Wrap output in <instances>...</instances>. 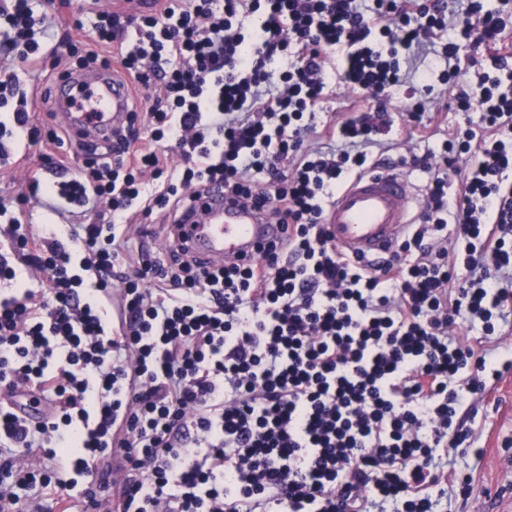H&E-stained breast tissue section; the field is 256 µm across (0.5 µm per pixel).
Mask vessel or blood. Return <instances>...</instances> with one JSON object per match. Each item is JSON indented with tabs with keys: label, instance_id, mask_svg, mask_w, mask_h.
Listing matches in <instances>:
<instances>
[{
	"label": "vessel or blood",
	"instance_id": "b4317fda",
	"mask_svg": "<svg viewBox=\"0 0 512 512\" xmlns=\"http://www.w3.org/2000/svg\"><path fill=\"white\" fill-rule=\"evenodd\" d=\"M53 93L58 117L89 142L110 137L132 110L128 87L108 70L70 71L55 82ZM414 202L404 175L372 171L336 195L323 222L331 244L371 257L407 236L416 222ZM285 235L283 225L268 223L262 207L209 191L184 212L180 243L190 255L221 265L275 251Z\"/></svg>",
	"mask_w": 512,
	"mask_h": 512
}]
</instances>
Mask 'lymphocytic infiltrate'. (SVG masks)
<instances>
[{
	"label": "lymphocytic infiltrate",
	"instance_id": "f902f5d3",
	"mask_svg": "<svg viewBox=\"0 0 512 512\" xmlns=\"http://www.w3.org/2000/svg\"><path fill=\"white\" fill-rule=\"evenodd\" d=\"M119 49L147 110L84 160L42 154L26 188L57 206L107 204L95 224L10 214L0 254V512H437L440 460L466 446L460 412L512 371L462 329L496 334L512 308V58L506 25L470 0L438 64L413 46L448 28L446 0H162L132 11L0 0V160L15 138L64 144L30 115L21 78L67 49L48 13ZM493 62L459 111L477 128L427 149L421 224L383 260L331 245L321 218L391 129L385 93L457 79L461 42ZM281 57L280 71L267 67ZM355 95L307 146L332 77ZM149 131L152 148L136 145ZM177 153L180 163L169 167ZM265 207L280 255L204 265L132 255L134 217L179 214L213 184ZM112 309L105 321L104 309ZM41 405L38 418L27 406Z\"/></svg>",
	"mask_w": 512,
	"mask_h": 512
}]
</instances>
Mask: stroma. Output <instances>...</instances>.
I'll list each match as a JSON object with an SVG mask.
<instances>
[{
  "mask_svg": "<svg viewBox=\"0 0 512 512\" xmlns=\"http://www.w3.org/2000/svg\"><path fill=\"white\" fill-rule=\"evenodd\" d=\"M458 88L433 81L430 90L411 95L407 88L389 91L387 110L392 128L388 150L375 151L378 166H393L415 187L423 189L427 175L414 167L412 158L427 147L441 143L468 122L477 121V112L455 109ZM424 105L419 121L409 117L415 102ZM467 425L473 431L472 447L449 452L442 465L450 473L469 475L472 492L461 495L450 487L442 498L441 512H512V374L492 385L488 395L475 396L467 404Z\"/></svg>",
  "mask_w": 512,
  "mask_h": 512,
  "instance_id": "obj_1",
  "label": "stroma"
}]
</instances>
